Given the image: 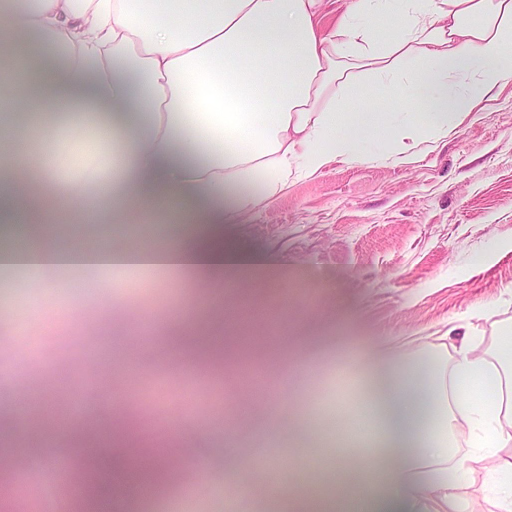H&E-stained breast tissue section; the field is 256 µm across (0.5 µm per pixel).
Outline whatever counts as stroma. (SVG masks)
<instances>
[{
    "mask_svg": "<svg viewBox=\"0 0 512 512\" xmlns=\"http://www.w3.org/2000/svg\"><path fill=\"white\" fill-rule=\"evenodd\" d=\"M87 134L72 144L51 127L33 145V155L51 159L52 236L78 234L60 206L75 190L94 200L103 238L154 224L135 214L113 223L112 141L94 128ZM222 235L270 268L224 291V311L234 317L225 335L254 342L226 356L220 371L168 355V322L181 314L205 322L210 283L160 270H81L84 292L72 306L68 274L0 269V367L27 386L58 391L37 415L14 414L16 431L134 417L178 435V463L206 464V482L147 492L134 509L119 500L112 512H200L207 496L233 502L248 482L269 475L275 484L248 501L249 512H281L287 500L370 484L360 469L365 448L346 449L343 470L315 453L342 443L355 407L371 398L358 372L365 353L384 341L396 362L413 364L449 323L470 315L490 351L512 324V86L448 138L419 145L409 162L369 153L354 165L331 163L289 182ZM254 304L281 312L275 339L265 338L270 322L251 312ZM141 334L150 346L134 363L104 357L109 345ZM300 335L329 345L300 364L288 345ZM252 371L268 396L250 407L242 380ZM16 431L0 448L71 454L62 435L23 441Z\"/></svg>",
    "mask_w": 512,
    "mask_h": 512,
    "instance_id": "35a3bbf8",
    "label": "stroma"
}]
</instances>
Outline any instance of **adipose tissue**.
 <instances>
[{
    "mask_svg": "<svg viewBox=\"0 0 512 512\" xmlns=\"http://www.w3.org/2000/svg\"><path fill=\"white\" fill-rule=\"evenodd\" d=\"M323 0H0V112L24 99L22 136L92 119L117 134L112 201L161 208L176 224H221L274 199L290 176L363 158L395 162L447 137L512 85V0H349L335 30ZM124 266L196 279L244 277L258 258L202 233L192 247L152 249ZM452 358L412 369L380 351L364 359L375 399L351 444L381 448L371 486L304 497L289 512H467L469 469L448 421L470 429L473 455L497 458L496 512H512V328L480 352L470 319Z\"/></svg>",
    "mask_w": 512,
    "mask_h": 512,
    "instance_id": "obj_1",
    "label": "adipose tissue"
}]
</instances>
